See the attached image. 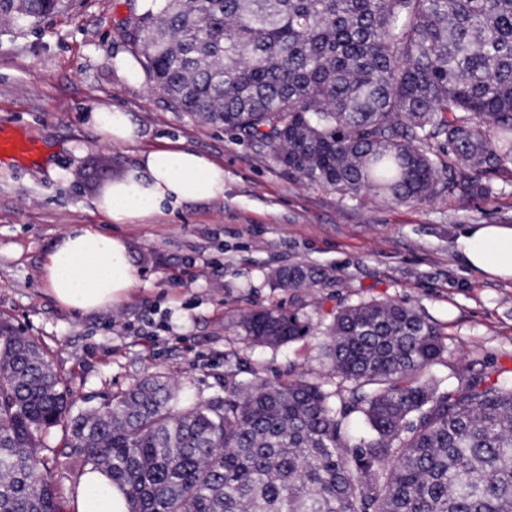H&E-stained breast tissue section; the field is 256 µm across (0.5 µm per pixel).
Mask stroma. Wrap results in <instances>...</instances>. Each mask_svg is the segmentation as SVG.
I'll use <instances>...</instances> for the list:
<instances>
[{
  "label": "stroma",
  "instance_id": "stroma-1",
  "mask_svg": "<svg viewBox=\"0 0 512 512\" xmlns=\"http://www.w3.org/2000/svg\"><path fill=\"white\" fill-rule=\"evenodd\" d=\"M136 7L65 0L38 26L0 28V130L39 146L30 162L0 158V318L40 342L75 408L100 406L154 373L183 403L223 395L235 367L335 388L321 348L329 313L380 297L422 308L441 329L447 352L436 377L453 379L476 360L512 374V281L470 272L456 249L464 225H512L511 185L487 200L443 194L405 206L308 184L150 87L120 35ZM102 108L134 115V143L101 142L90 118ZM160 146L223 165V199L110 223L96 208L102 186ZM73 226L126 240L140 273L128 300L79 314L53 298L42 265ZM293 264L321 271L322 284L280 287L274 271ZM275 306L306 319L311 335L255 345L241 314Z\"/></svg>",
  "mask_w": 512,
  "mask_h": 512
}]
</instances>
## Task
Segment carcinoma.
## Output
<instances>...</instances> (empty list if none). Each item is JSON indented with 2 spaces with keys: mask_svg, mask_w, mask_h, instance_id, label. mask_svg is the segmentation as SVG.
<instances>
[{
  "mask_svg": "<svg viewBox=\"0 0 512 512\" xmlns=\"http://www.w3.org/2000/svg\"><path fill=\"white\" fill-rule=\"evenodd\" d=\"M59 7L0 0V23ZM122 37L176 111L308 183L398 205L512 185V0H141ZM239 326L266 347L311 333L281 307ZM324 335L333 390L229 370L224 396L178 410L152 374L73 414L40 345L0 320V512H63L53 472L75 454L127 512H512V376L435 378L442 332L401 300L339 306Z\"/></svg>",
  "mask_w": 512,
  "mask_h": 512,
  "instance_id": "carcinoma-1",
  "label": "carcinoma"
}]
</instances>
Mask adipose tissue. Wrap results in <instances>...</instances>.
I'll list each match as a JSON object with an SVG mask.
<instances>
[{
  "instance_id": "1",
  "label": "adipose tissue",
  "mask_w": 512,
  "mask_h": 512,
  "mask_svg": "<svg viewBox=\"0 0 512 512\" xmlns=\"http://www.w3.org/2000/svg\"><path fill=\"white\" fill-rule=\"evenodd\" d=\"M224 196V168L196 151L161 146L141 154L138 164L113 183L96 203L111 223L132 224L190 202ZM467 268L512 280V226L470 224L456 239ZM44 279L55 300L76 313L112 308L138 284L125 240L88 227H74L54 244ZM74 512H126L122 491L98 470L87 471L73 503Z\"/></svg>"
}]
</instances>
